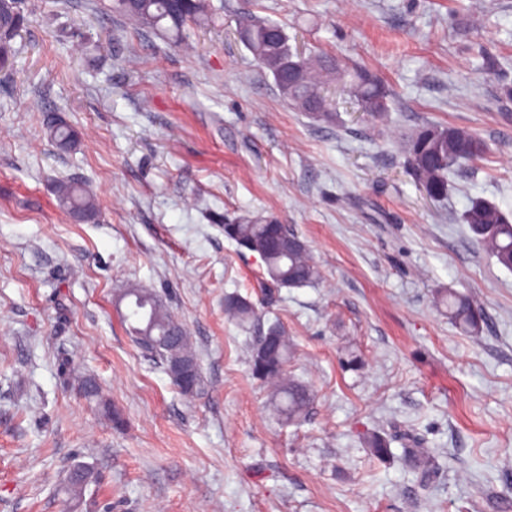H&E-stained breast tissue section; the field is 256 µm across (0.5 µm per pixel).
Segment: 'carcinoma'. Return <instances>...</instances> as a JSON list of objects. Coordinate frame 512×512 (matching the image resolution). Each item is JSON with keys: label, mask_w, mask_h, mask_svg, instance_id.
<instances>
[{"label": "carcinoma", "mask_w": 512, "mask_h": 512, "mask_svg": "<svg viewBox=\"0 0 512 512\" xmlns=\"http://www.w3.org/2000/svg\"><path fill=\"white\" fill-rule=\"evenodd\" d=\"M21 0H8L0 8V56L9 60L11 41L22 24ZM112 10L132 22L140 30L161 32L178 42L186 30L201 25L211 17L209 0H112ZM243 42L261 68L269 60H288V40L277 34L276 23L248 19L240 27ZM268 69V68H266ZM282 96L297 111L311 119L327 124L337 121L332 103L320 97L322 89L335 85L353 97L372 119L382 120L389 112L390 91L381 80L366 68L351 67L328 55L307 57L303 77L295 86H288L282 70L268 69ZM47 130L56 148L72 150L77 143V132L59 118L47 122ZM403 149L409 173L434 201L448 195V175L462 163L472 162L485 153L484 142L475 134L459 127L443 124H425L407 135ZM59 207L67 214L79 212L90 218L96 211L93 195L82 185L62 182L55 188ZM474 241L495 257L502 267L512 270V222L493 203L479 197L470 200L462 214ZM224 236L236 242L239 248L257 254L264 270L278 288H300L314 284L319 278L317 266L309 257L306 244L288 225L274 217H242L224 224ZM131 299V316L138 325L131 327L135 342L165 363L174 373L178 361H187L199 367L191 344L184 341L176 350L167 344L169 334L185 332L184 326L171 314L162 299L151 288L129 287L120 299ZM438 303L448 309L449 317L464 333L477 334L483 315L466 295L446 290L437 294ZM225 311L242 323L256 317L254 305L237 296L225 299ZM291 344L285 327L274 322L252 344L249 367L253 378L271 390L275 408L281 419L297 423L306 417L312 402L309 389L288 374ZM361 447L378 459L393 457L392 439L380 431H368L359 436ZM400 460L417 474L425 486L434 473L435 460L428 448H420L415 439H406ZM93 478L86 468L77 469L70 478L68 493L76 498Z\"/></svg>", "instance_id": "obj_1"}]
</instances>
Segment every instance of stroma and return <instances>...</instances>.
<instances>
[{
  "label": "stroma",
  "instance_id": "obj_1",
  "mask_svg": "<svg viewBox=\"0 0 512 512\" xmlns=\"http://www.w3.org/2000/svg\"><path fill=\"white\" fill-rule=\"evenodd\" d=\"M212 3L183 47L134 32L110 0H24L0 70V512H512V272L461 222L475 197L512 219V0L478 17L471 0H251L292 47L383 79L387 120L338 94L333 126L256 63L240 0ZM49 113L75 150L56 152ZM424 123L488 146L440 201L400 148ZM59 181L93 192L94 220L61 212ZM243 215L288 224L320 280L275 287L224 236ZM135 285L186 328L199 395L122 325L116 294ZM448 288L473 295L480 335L437 304ZM232 294L260 320L229 319ZM276 320L315 394L292 426L248 371ZM87 377L100 400L81 394ZM369 429L427 443L428 489L361 448ZM77 468L94 479L75 499Z\"/></svg>",
  "mask_w": 512,
  "mask_h": 512
}]
</instances>
